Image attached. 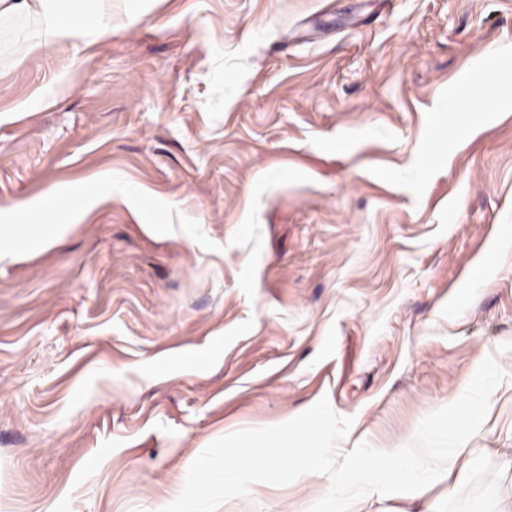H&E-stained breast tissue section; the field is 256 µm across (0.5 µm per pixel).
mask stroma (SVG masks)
I'll list each match as a JSON object with an SVG mask.
<instances>
[{"mask_svg": "<svg viewBox=\"0 0 512 512\" xmlns=\"http://www.w3.org/2000/svg\"><path fill=\"white\" fill-rule=\"evenodd\" d=\"M131 7L34 58L28 20L0 23V221L96 196L62 242L0 258V512H160L211 442L323 398L353 420L342 455L444 449L469 422L441 512L512 492V251L474 277L512 233V111L448 109L512 44V0ZM329 488L256 484L218 512Z\"/></svg>", "mask_w": 512, "mask_h": 512, "instance_id": "35a3bbf8", "label": "stroma"}]
</instances>
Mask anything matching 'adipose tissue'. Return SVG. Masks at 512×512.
<instances>
[{
  "label": "adipose tissue",
  "instance_id": "obj_1",
  "mask_svg": "<svg viewBox=\"0 0 512 512\" xmlns=\"http://www.w3.org/2000/svg\"><path fill=\"white\" fill-rule=\"evenodd\" d=\"M28 17L34 22L29 48L38 51L59 42L87 47L112 33V0H0V21ZM78 211L50 224H0V243L37 252L60 242L77 224ZM472 466L464 440L425 455L423 449L387 448L356 460L336 475L331 495L335 512H351L356 497L424 499L437 479L463 480Z\"/></svg>",
  "mask_w": 512,
  "mask_h": 512
}]
</instances>
